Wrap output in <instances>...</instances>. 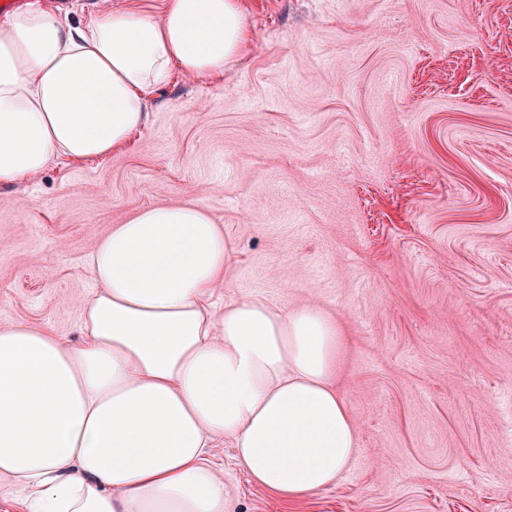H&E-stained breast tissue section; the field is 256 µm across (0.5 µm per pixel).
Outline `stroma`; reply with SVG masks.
Masks as SVG:
<instances>
[{
	"mask_svg": "<svg viewBox=\"0 0 512 512\" xmlns=\"http://www.w3.org/2000/svg\"><path fill=\"white\" fill-rule=\"evenodd\" d=\"M241 7L252 43L223 79L173 75L118 150L0 186V323L80 342L91 245L196 203L224 227L221 295L335 321L357 440L287 502L218 439L234 512H512V0Z\"/></svg>",
	"mask_w": 512,
	"mask_h": 512,
	"instance_id": "1",
	"label": "stroma"
}]
</instances>
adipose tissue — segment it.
<instances>
[{
	"mask_svg": "<svg viewBox=\"0 0 512 512\" xmlns=\"http://www.w3.org/2000/svg\"><path fill=\"white\" fill-rule=\"evenodd\" d=\"M250 32L239 0H168L66 25L38 6L0 20V184L109 155L172 73L220 78ZM97 284L71 346L0 325V482L28 512H233L209 456L230 438L255 484L296 501L356 450L336 386L342 343L319 308L215 305L224 227L192 202L138 210L86 256Z\"/></svg>",
	"mask_w": 512,
	"mask_h": 512,
	"instance_id": "obj_1",
	"label": "adipose tissue"
}]
</instances>
